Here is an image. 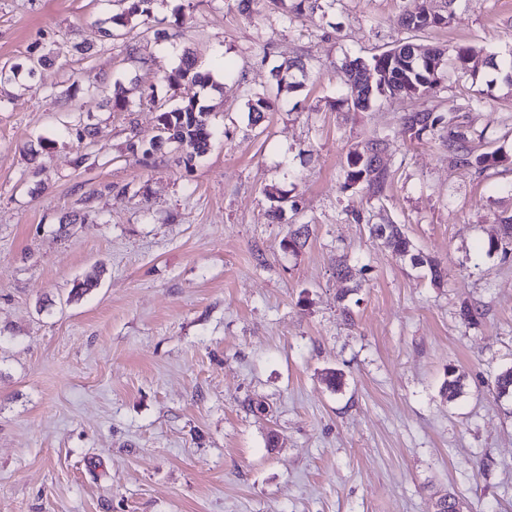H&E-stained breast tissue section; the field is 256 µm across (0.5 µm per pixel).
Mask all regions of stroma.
<instances>
[{
    "label": "stroma",
    "mask_w": 512,
    "mask_h": 512,
    "mask_svg": "<svg viewBox=\"0 0 512 512\" xmlns=\"http://www.w3.org/2000/svg\"><path fill=\"white\" fill-rule=\"evenodd\" d=\"M320 4L157 0L151 29L112 40L101 22L121 0H0V68L48 58L0 83V512H434L447 494L512 512V396L496 393L512 252L489 247L512 215V86L489 66L512 59V0H431L449 22L422 44L476 49L469 112L474 89L452 74L349 109L342 64L409 38L411 0ZM187 48L212 73L233 64L189 169L127 149L156 133L142 91L174 105L163 76ZM286 60L306 67L290 92L271 77ZM118 79L127 112L105 105ZM257 93L273 108L253 126ZM413 109L457 111L478 152L506 161L456 164L405 131ZM376 136L379 201L343 187L348 154ZM386 218L441 262V284L371 234ZM89 275L97 288L78 293Z\"/></svg>",
    "instance_id": "1"
}]
</instances>
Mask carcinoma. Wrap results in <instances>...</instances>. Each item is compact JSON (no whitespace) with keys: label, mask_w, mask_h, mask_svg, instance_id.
<instances>
[{"label":"carcinoma","mask_w":512,"mask_h":512,"mask_svg":"<svg viewBox=\"0 0 512 512\" xmlns=\"http://www.w3.org/2000/svg\"><path fill=\"white\" fill-rule=\"evenodd\" d=\"M154 2L156 0H126L123 13L112 17V23L125 28L133 20L139 19L142 24L147 25L152 17ZM401 24L410 32L424 33L448 24V17L432 11L427 6V0H413V6L402 14ZM472 52L471 47H461L449 58L447 50L432 46L425 58L415 61L405 56L394 58L390 50L378 57L375 56L372 65L388 69V76L387 88L374 93V96H393L396 90L411 83L418 86V95L422 96L440 86L449 62L458 70L460 77L475 84L478 76L468 69ZM295 69L302 71L304 66L298 61H285L275 67L273 77L276 84L280 87H292L290 79ZM164 80L173 91L172 97L177 103L172 107L164 104L157 106L159 115L156 136L147 143L131 140L128 149L134 154L140 153L148 157L165 144L177 150L188 147L190 152L181 157L184 165L188 166L195 158L206 155L211 147L213 132L208 123V112L200 104L199 89L213 84V79L210 73L198 70L195 58L186 52L181 64L165 73ZM268 109L269 102L259 94L248 101V113L255 125L263 120ZM402 123L410 135L418 140L427 134L444 131L443 145L462 166L483 170L496 166L505 158L504 154L497 151L476 153L474 138L470 131L457 122L454 116L447 117L430 110L411 111L402 115ZM380 142L381 138H373L361 148L349 153L344 189L360 187L377 199L384 196L390 171L382 165H374L368 154L371 146ZM387 224L394 226L395 230L391 237L392 251L398 256L407 254L412 266L426 269L431 282H440L444 274L442 265L418 253L401 225L390 219L387 220Z\"/></svg>","instance_id":"1"}]
</instances>
